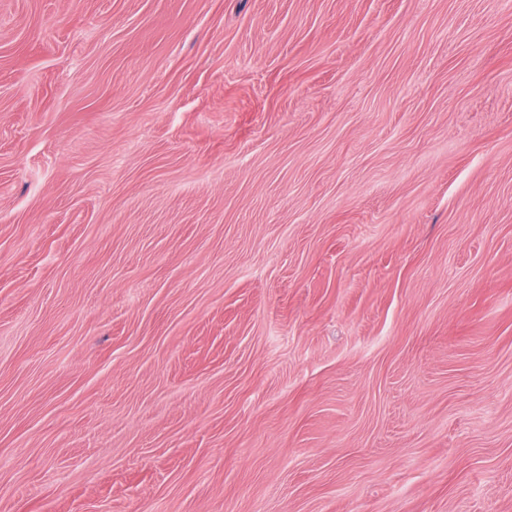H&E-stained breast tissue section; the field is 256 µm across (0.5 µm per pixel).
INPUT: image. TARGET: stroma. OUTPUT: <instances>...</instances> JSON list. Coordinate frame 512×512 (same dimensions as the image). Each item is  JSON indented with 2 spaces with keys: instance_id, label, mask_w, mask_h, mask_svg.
Segmentation results:
<instances>
[{
  "instance_id": "1",
  "label": "stroma",
  "mask_w": 512,
  "mask_h": 512,
  "mask_svg": "<svg viewBox=\"0 0 512 512\" xmlns=\"http://www.w3.org/2000/svg\"><path fill=\"white\" fill-rule=\"evenodd\" d=\"M0 512H512V0H0Z\"/></svg>"
}]
</instances>
